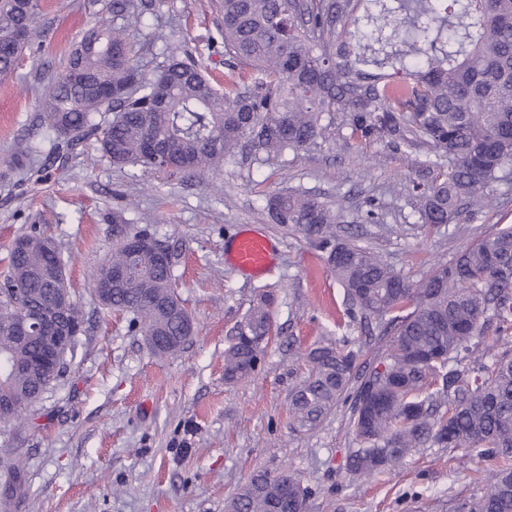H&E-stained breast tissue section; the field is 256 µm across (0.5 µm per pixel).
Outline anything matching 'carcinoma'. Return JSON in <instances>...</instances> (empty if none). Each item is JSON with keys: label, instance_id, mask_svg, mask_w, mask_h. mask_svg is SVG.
I'll return each instance as SVG.
<instances>
[{"label": "carcinoma", "instance_id": "obj_1", "mask_svg": "<svg viewBox=\"0 0 512 512\" xmlns=\"http://www.w3.org/2000/svg\"><path fill=\"white\" fill-rule=\"evenodd\" d=\"M145 4L112 0V14L137 22ZM228 66L250 69L224 89L194 63L173 59L149 75L123 29L94 25L65 64L43 74L40 111L60 158L71 133L93 136L112 165L159 174L201 175L251 143L266 161L300 152L325 130L324 115L344 114L345 139L378 143L414 166L448 170L427 186L405 187L421 203L422 223L439 230L465 209L493 205L487 192L512 162V0H217ZM38 0H0V75L10 73L37 35ZM112 118H107V113ZM264 209L326 253L344 288L348 313L382 327L377 365L360 369L359 352L331 342L308 354L309 370L291 393L295 428L319 425L346 394L356 447L346 469L369 481L404 466L420 448L512 459V225L484 236L428 276L414 281L334 227L344 219L298 191L272 195ZM154 238L149 226L124 225L112 256L91 283L128 276L100 300L107 311L133 315L144 334L180 351L193 324L174 289L172 254L161 262L132 242ZM0 285V426L35 428L27 408L67 372L36 375L38 336L5 327L25 308L58 310L78 332L84 318L67 288L52 237L17 239ZM274 296L262 293L237 323L224 350V380L243 382L261 363L256 339L271 331ZM0 498L19 501L27 478L10 442L0 443ZM308 490L283 468L261 470L225 502V512H305ZM468 512H512V468L492 470Z\"/></svg>", "mask_w": 512, "mask_h": 512}]
</instances>
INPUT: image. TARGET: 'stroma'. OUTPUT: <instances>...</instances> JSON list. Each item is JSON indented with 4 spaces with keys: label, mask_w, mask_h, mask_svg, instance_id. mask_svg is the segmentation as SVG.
Wrapping results in <instances>:
<instances>
[{
    "label": "stroma",
    "mask_w": 512,
    "mask_h": 512,
    "mask_svg": "<svg viewBox=\"0 0 512 512\" xmlns=\"http://www.w3.org/2000/svg\"><path fill=\"white\" fill-rule=\"evenodd\" d=\"M111 0H39L37 45L0 77V276L14 239L40 229L68 262V286L86 330L65 376L29 409L35 429L13 431L29 493L0 512H224L238 486L259 470L289 466L308 489L306 512H462L479 497L489 464L423 448L397 471L350 481V404L340 402L309 432L294 431L290 395L320 342H347L374 364L378 328L349 317L342 287L323 252L301 233L272 223L266 197L296 190L347 211L375 209L382 224H338L412 279L429 274L489 232L512 224V163L491 192L494 206L463 214L440 231L395 184L429 183L434 168H408L378 144L345 141L342 114L326 117L315 144L265 162L243 152L219 169L185 179L139 166L115 169L95 142L67 153L63 166L11 162L19 141L49 152L54 135L36 103L42 73L66 62L94 23L112 25ZM222 15L211 0H154L130 27L146 71L190 58L218 77L224 63ZM151 225L173 255L177 293L195 334L178 355L151 352L131 314L101 309L89 275L121 231L115 214ZM270 235L277 256L265 275L226 264L227 242L243 228ZM275 289L272 332L248 381L224 380L230 332L260 290Z\"/></svg>",
    "instance_id": "stroma-1"
}]
</instances>
